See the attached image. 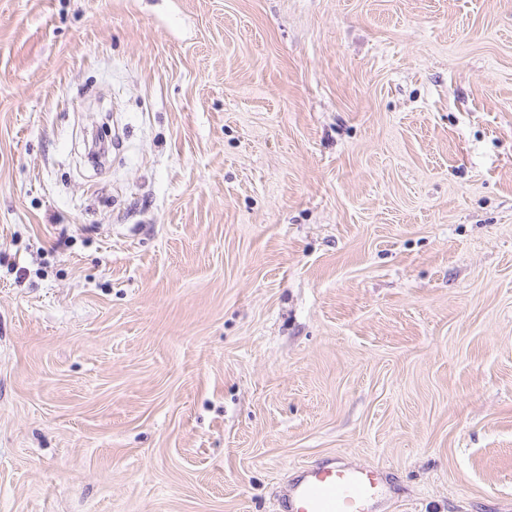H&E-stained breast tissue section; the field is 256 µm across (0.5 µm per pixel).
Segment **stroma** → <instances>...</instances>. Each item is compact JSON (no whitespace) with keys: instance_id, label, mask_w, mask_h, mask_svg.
Here are the masks:
<instances>
[{"instance_id":"1","label":"stroma","mask_w":512,"mask_h":512,"mask_svg":"<svg viewBox=\"0 0 512 512\" xmlns=\"http://www.w3.org/2000/svg\"><path fill=\"white\" fill-rule=\"evenodd\" d=\"M512 512V0H0V512ZM382 482L374 465L332 461L301 466L284 499L289 512H375Z\"/></svg>"}]
</instances>
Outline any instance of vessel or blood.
Here are the masks:
<instances>
[{
	"mask_svg": "<svg viewBox=\"0 0 512 512\" xmlns=\"http://www.w3.org/2000/svg\"><path fill=\"white\" fill-rule=\"evenodd\" d=\"M382 474L374 465L302 466L284 494L288 512H375Z\"/></svg>",
	"mask_w": 512,
	"mask_h": 512,
	"instance_id": "obj_1",
	"label": "vessel or blood"
}]
</instances>
